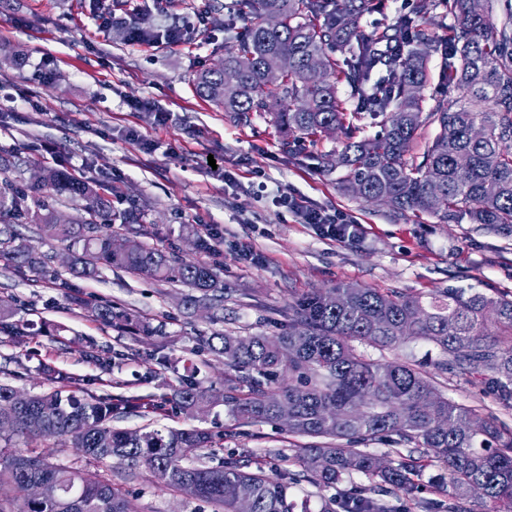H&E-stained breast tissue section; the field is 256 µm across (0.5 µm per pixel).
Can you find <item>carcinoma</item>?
I'll use <instances>...</instances> for the list:
<instances>
[{
	"label": "carcinoma",
	"mask_w": 512,
	"mask_h": 512,
	"mask_svg": "<svg viewBox=\"0 0 512 512\" xmlns=\"http://www.w3.org/2000/svg\"><path fill=\"white\" fill-rule=\"evenodd\" d=\"M249 21L237 30V4L224 5V29L232 33L224 68L200 71L198 94L246 123L250 115L269 118L287 148L315 142L338 130L346 142L339 153L321 155L320 168L345 171L343 190L366 203L381 202L395 217L423 214L440 224H475L512 236V9L494 18L493 0L476 12L471 0H437L453 24L439 39L421 28L420 9L401 15L372 34H356V22L375 9L374 0H240ZM441 57L442 80L455 95L426 96L428 64ZM292 66L276 85L265 75L278 58ZM379 74L372 80L373 74ZM349 88L353 109L339 85ZM381 130L363 136L366 123ZM434 125L435 137L417 152L419 131ZM86 202L87 216L59 223V212L43 193ZM112 212V199L98 184L77 179L65 168L44 171L26 188L0 186V259L27 270L70 294L97 321L151 337L157 329L129 311L101 304L74 290L13 229L35 224L42 237L71 255L69 271L96 279L104 267H120L159 282L195 291L187 303L224 302V288L201 262L137 243L112 249V225L97 217ZM414 339L433 344L443 358L442 374L487 376L504 405L512 403V298L449 289L428 295L339 286L303 294L288 304V328L266 336L230 332L199 337L231 375L224 389L186 380L170 401L192 413L224 405L240 424H283L279 406L292 410L286 429L310 438L296 454L281 456L273 479L234 457L217 465L202 461L214 443L206 429H115L112 418L137 412L133 399L78 396L54 389L15 403V389L0 384V512H137L124 486L100 465L117 460L133 472L144 470L158 484L210 504L213 512H237L247 498L252 512H311L291 489L306 478L333 487L361 473L404 492L421 512H512V427L493 415L448 400L433 375L410 359L381 363L356 344L393 349ZM392 435L408 445L398 459L380 466L379 456L361 448ZM67 437L85 465L48 462L35 451L7 449L12 442ZM301 471L294 473L288 463ZM442 499L421 496L427 469ZM47 482L56 495L28 499L16 508L15 489ZM478 509H465L471 493ZM346 512H389L362 493Z\"/></svg>",
	"instance_id": "obj_1"
}]
</instances>
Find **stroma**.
Wrapping results in <instances>:
<instances>
[{
  "label": "stroma",
  "instance_id": "35a3bbf8",
  "mask_svg": "<svg viewBox=\"0 0 512 512\" xmlns=\"http://www.w3.org/2000/svg\"><path fill=\"white\" fill-rule=\"evenodd\" d=\"M221 2L0 0V47L19 56L0 61V155L12 162L0 183L29 184L58 163L83 166L85 178L111 191L114 214L137 224L141 243L207 263L224 286L223 308L204 312L187 305L190 290L178 283L116 268L77 279L84 296L160 329L135 338L0 260V303L16 306L22 324L20 332H0V383L43 392L56 386L46 374L51 368L65 375L68 389L149 404V411L113 419V427L205 428L215 435L216 458L267 466L279 454L294 455L304 438L269 424L239 425L220 405L195 415L170 405L186 361L195 363L200 386H224L223 360L198 353L199 337L280 333L277 320L293 298L343 284L512 294V237L432 216L394 219L346 194L341 171L320 170V155L342 150L343 136L292 155L263 118L237 124L201 99L193 78L218 65L227 44ZM161 10L185 20L183 41L143 44L117 35L121 26L148 25ZM291 196L356 217L355 239L332 241L301 223L283 204ZM208 225L224 237L214 251L197 246ZM242 242L258 262L240 254ZM436 382L449 400L512 427V408L481 379L448 374ZM105 468L132 492L138 512H212L145 471L132 477L113 461Z\"/></svg>",
  "mask_w": 512,
  "mask_h": 512
}]
</instances>
